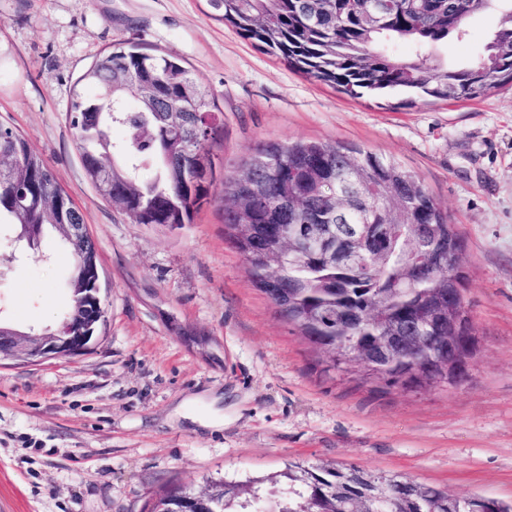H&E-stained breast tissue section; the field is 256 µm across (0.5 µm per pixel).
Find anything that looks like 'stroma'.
I'll return each mask as SVG.
<instances>
[{
    "instance_id": "1",
    "label": "stroma",
    "mask_w": 512,
    "mask_h": 512,
    "mask_svg": "<svg viewBox=\"0 0 512 512\" xmlns=\"http://www.w3.org/2000/svg\"><path fill=\"white\" fill-rule=\"evenodd\" d=\"M502 15L434 60L470 64ZM133 41L183 60L221 110L192 223H135L88 180L67 107L97 57ZM0 121L51 169L98 246L88 351L0 362V512H145L172 487L354 464L512 500V85L465 102L353 99L241 37L207 0H0ZM345 143L417 174L463 240L477 345L459 385L388 386L331 366L253 288L224 240V180L260 142ZM72 255L59 233L0 267V316L56 329Z\"/></svg>"
}]
</instances>
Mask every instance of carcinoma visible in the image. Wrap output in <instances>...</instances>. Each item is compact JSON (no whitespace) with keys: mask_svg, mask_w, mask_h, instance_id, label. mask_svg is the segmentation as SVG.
I'll return each instance as SVG.
<instances>
[{"mask_svg":"<svg viewBox=\"0 0 512 512\" xmlns=\"http://www.w3.org/2000/svg\"><path fill=\"white\" fill-rule=\"evenodd\" d=\"M224 22L270 54L317 81L360 98L406 93L459 102L512 84V10L477 62L448 68L431 63L448 36L465 35L468 20L498 0H207ZM413 46L405 57L397 43ZM78 83L96 90L74 93L67 117L88 179L97 160L111 161L112 203L139 224L192 222L207 199L218 117L209 94L183 61L118 47L99 56ZM119 128L123 138L111 131ZM0 157L23 163L19 179H0V225L14 239L37 245L45 231L84 218L45 162L26 140L0 123ZM298 199L294 224H323L338 252L330 260L303 237L269 238L265 226L282 223L279 205ZM225 239L244 258L252 283L267 292L280 316L319 351L380 342L396 327L431 317L448 331V293L465 287L448 264L436 265L424 249L434 240H461L448 213L416 175L357 146L299 140L259 143L224 184ZM71 298L98 280L95 245L86 236L73 255ZM420 270L407 277L412 261ZM333 364L388 386L448 381V363L418 377L403 358L382 370L361 358ZM286 485L277 512H512V503L479 495L448 501V492L404 475L357 466L290 463L271 477ZM259 479L219 481L199 512H249L260 500Z\"/></svg>","mask_w":512,"mask_h":512,"instance_id":"1","label":"carcinoma"}]
</instances>
